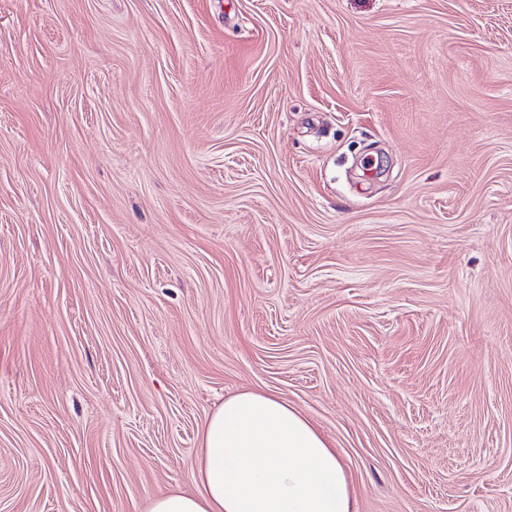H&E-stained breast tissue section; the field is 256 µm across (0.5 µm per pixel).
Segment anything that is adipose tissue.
<instances>
[{
    "mask_svg": "<svg viewBox=\"0 0 512 512\" xmlns=\"http://www.w3.org/2000/svg\"><path fill=\"white\" fill-rule=\"evenodd\" d=\"M189 481L144 512H357L331 441L272 393L239 392L208 416Z\"/></svg>",
    "mask_w": 512,
    "mask_h": 512,
    "instance_id": "1",
    "label": "adipose tissue"
}]
</instances>
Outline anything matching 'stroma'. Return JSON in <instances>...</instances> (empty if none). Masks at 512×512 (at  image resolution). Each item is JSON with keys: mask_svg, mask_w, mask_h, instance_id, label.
<instances>
[{"mask_svg": "<svg viewBox=\"0 0 512 512\" xmlns=\"http://www.w3.org/2000/svg\"><path fill=\"white\" fill-rule=\"evenodd\" d=\"M249 389L358 512H512V0H0V512Z\"/></svg>", "mask_w": 512, "mask_h": 512, "instance_id": "stroma-1", "label": "stroma"}]
</instances>
